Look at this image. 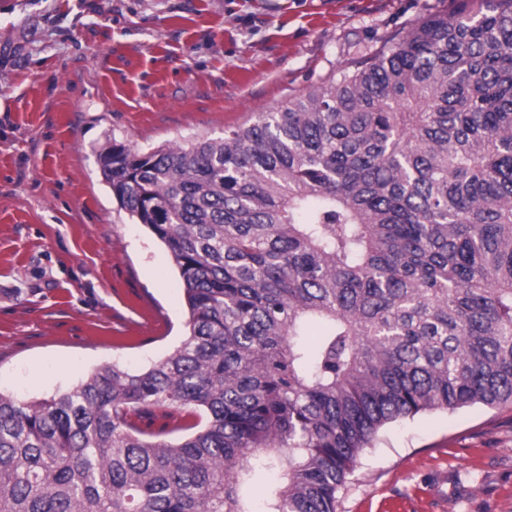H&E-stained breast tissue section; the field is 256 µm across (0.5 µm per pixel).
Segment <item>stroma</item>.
Segmentation results:
<instances>
[{
  "instance_id": "stroma-1",
  "label": "stroma",
  "mask_w": 512,
  "mask_h": 512,
  "mask_svg": "<svg viewBox=\"0 0 512 512\" xmlns=\"http://www.w3.org/2000/svg\"><path fill=\"white\" fill-rule=\"evenodd\" d=\"M479 0H0V392L63 394L186 334L166 247L97 165L247 126ZM336 512H512V405L390 425Z\"/></svg>"
}]
</instances>
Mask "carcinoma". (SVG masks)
Wrapping results in <instances>:
<instances>
[{
    "mask_svg": "<svg viewBox=\"0 0 512 512\" xmlns=\"http://www.w3.org/2000/svg\"><path fill=\"white\" fill-rule=\"evenodd\" d=\"M481 2L222 138L97 154L188 331L0 392V512H336L386 425L512 403V0ZM185 407L176 443L134 420Z\"/></svg>",
    "mask_w": 512,
    "mask_h": 512,
    "instance_id": "obj_1",
    "label": "carcinoma"
}]
</instances>
